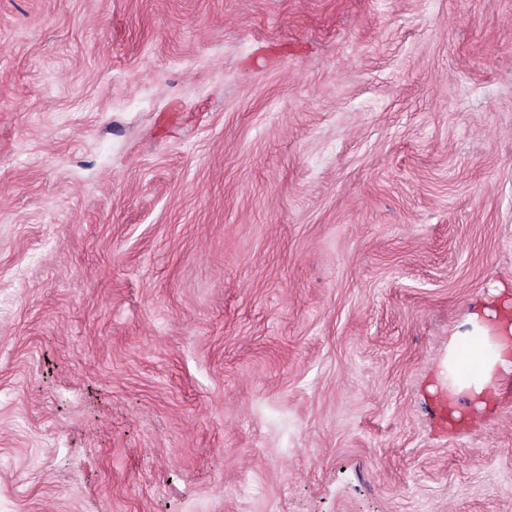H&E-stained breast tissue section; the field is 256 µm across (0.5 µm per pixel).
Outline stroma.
<instances>
[{
	"instance_id": "35a3bbf8",
	"label": "stroma",
	"mask_w": 512,
	"mask_h": 512,
	"mask_svg": "<svg viewBox=\"0 0 512 512\" xmlns=\"http://www.w3.org/2000/svg\"><path fill=\"white\" fill-rule=\"evenodd\" d=\"M512 0H0V512H512ZM489 338L481 324L476 325V334L470 336L462 351L449 350L445 361V379L447 387L457 392L472 388L479 395L480 402L496 388L497 381L492 380L493 371L498 368L509 372L512 366V353L505 345L493 343V355L489 353Z\"/></svg>"
}]
</instances>
